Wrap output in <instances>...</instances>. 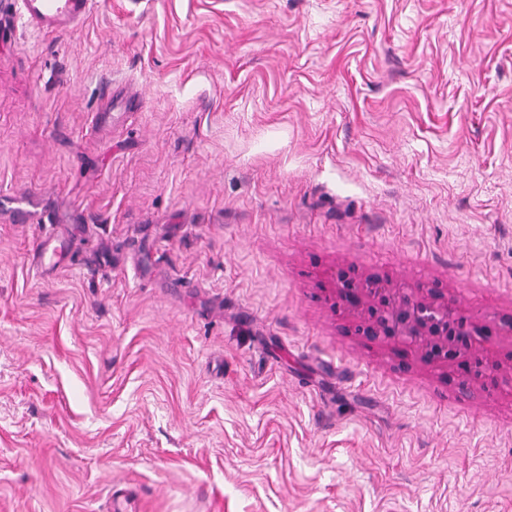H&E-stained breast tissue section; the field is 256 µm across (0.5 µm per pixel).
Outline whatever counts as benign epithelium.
Instances as JSON below:
<instances>
[{"label": "benign epithelium", "instance_id": "obj_1", "mask_svg": "<svg viewBox=\"0 0 512 512\" xmlns=\"http://www.w3.org/2000/svg\"><path fill=\"white\" fill-rule=\"evenodd\" d=\"M339 293L358 314L357 333L370 340L390 338L418 345L424 356L444 362L472 357L469 376L460 381L462 389L484 377L488 366L475 356L483 349L489 330L458 310H452L422 295L395 287L378 277L356 279L341 271Z\"/></svg>", "mask_w": 512, "mask_h": 512}]
</instances>
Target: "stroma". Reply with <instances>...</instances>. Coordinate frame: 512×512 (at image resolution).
<instances>
[{
    "instance_id": "obj_1",
    "label": "stroma",
    "mask_w": 512,
    "mask_h": 512,
    "mask_svg": "<svg viewBox=\"0 0 512 512\" xmlns=\"http://www.w3.org/2000/svg\"><path fill=\"white\" fill-rule=\"evenodd\" d=\"M511 317L512 0H0V512H512ZM27 23L46 33L73 31L89 16L94 0H18ZM337 280L341 299L357 311L358 335L419 345L425 357L447 363L470 356L469 376L460 381L463 390L486 375L488 366L475 352L487 342V327L435 300L396 288L385 279H356L340 271Z\"/></svg>"
}]
</instances>
